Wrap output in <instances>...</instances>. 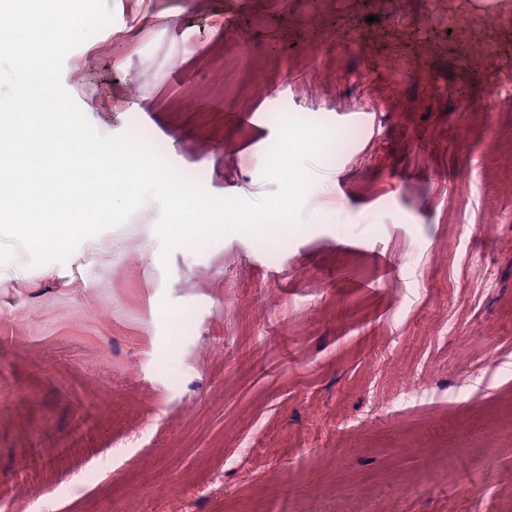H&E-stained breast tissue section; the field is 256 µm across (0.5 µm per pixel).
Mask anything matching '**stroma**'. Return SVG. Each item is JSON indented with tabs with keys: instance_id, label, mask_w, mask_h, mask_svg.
<instances>
[{
	"instance_id": "35a3bbf8",
	"label": "stroma",
	"mask_w": 512,
	"mask_h": 512,
	"mask_svg": "<svg viewBox=\"0 0 512 512\" xmlns=\"http://www.w3.org/2000/svg\"><path fill=\"white\" fill-rule=\"evenodd\" d=\"M106 6L61 75L99 132L251 201L279 117L340 144L276 246L0 237L9 512H512V0Z\"/></svg>"
}]
</instances>
